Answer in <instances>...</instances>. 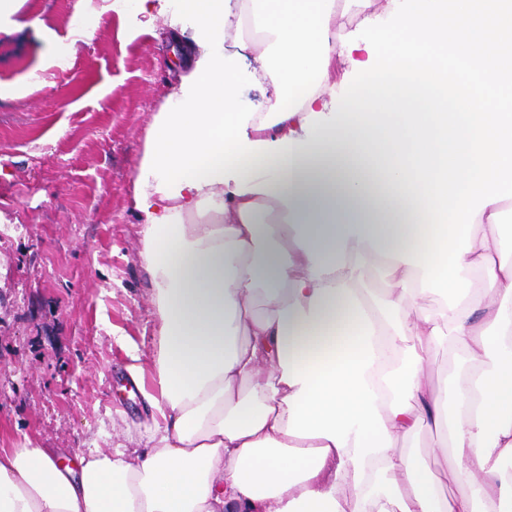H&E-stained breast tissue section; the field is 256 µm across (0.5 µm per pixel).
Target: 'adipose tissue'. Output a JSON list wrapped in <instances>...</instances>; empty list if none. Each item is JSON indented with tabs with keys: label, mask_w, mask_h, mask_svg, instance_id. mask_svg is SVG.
Masks as SVG:
<instances>
[{
	"label": "adipose tissue",
	"mask_w": 512,
	"mask_h": 512,
	"mask_svg": "<svg viewBox=\"0 0 512 512\" xmlns=\"http://www.w3.org/2000/svg\"><path fill=\"white\" fill-rule=\"evenodd\" d=\"M346 2L107 0L165 16L189 65L133 193L159 420L145 447L72 467L0 450V512H512V198L461 258L483 288L440 320L419 308L420 205L379 131L331 111L336 60L368 59L341 45ZM248 19L257 52L226 47ZM445 336L479 362L448 389L425 369ZM424 427L447 432L443 478L393 444Z\"/></svg>",
	"instance_id": "adipose-tissue-1"
}]
</instances>
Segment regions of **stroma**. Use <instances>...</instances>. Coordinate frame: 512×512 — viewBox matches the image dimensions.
I'll use <instances>...</instances> for the list:
<instances>
[{
    "label": "stroma",
    "mask_w": 512,
    "mask_h": 512,
    "mask_svg": "<svg viewBox=\"0 0 512 512\" xmlns=\"http://www.w3.org/2000/svg\"><path fill=\"white\" fill-rule=\"evenodd\" d=\"M101 6L19 0L0 29V448H140L153 424L129 390L157 335L132 198L180 56L164 17Z\"/></svg>",
    "instance_id": "1"
}]
</instances>
